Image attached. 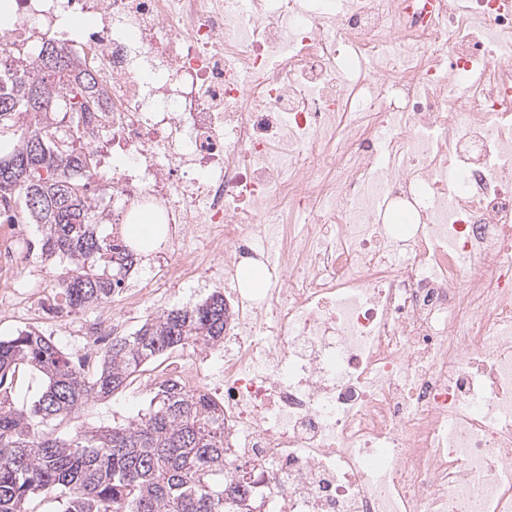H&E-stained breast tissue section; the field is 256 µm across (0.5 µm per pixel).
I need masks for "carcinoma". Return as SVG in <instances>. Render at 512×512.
<instances>
[{"label":"carcinoma","instance_id":"cac0c4a2","mask_svg":"<svg viewBox=\"0 0 512 512\" xmlns=\"http://www.w3.org/2000/svg\"><path fill=\"white\" fill-rule=\"evenodd\" d=\"M72 65L48 41L27 72L9 78L0 61V210L39 225L42 261L64 262L56 314L107 304L138 261L134 248L105 232L108 218L88 223L104 157L62 127L66 117L97 111L99 98L68 85ZM229 317L220 293L166 310L130 336L112 337L94 369L36 329L0 339V389L21 365L44 380L22 408L0 397V512H31L36 497L56 502L55 512H243L251 473L226 466L224 402L181 380L161 381L149 411L123 424L68 436L42 429L126 388L175 349L224 342Z\"/></svg>","mask_w":512,"mask_h":512}]
</instances>
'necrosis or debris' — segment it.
<instances>
[{
  "mask_svg": "<svg viewBox=\"0 0 512 512\" xmlns=\"http://www.w3.org/2000/svg\"><path fill=\"white\" fill-rule=\"evenodd\" d=\"M17 5L107 87L82 128L113 223L153 205L169 277L206 254L224 281V446L256 512H512V9ZM241 269L242 288H251L254 292H261L267 280V269L248 260L242 263Z\"/></svg>",
  "mask_w": 512,
  "mask_h": 512,
  "instance_id": "4bbe7bcc",
  "label": "necrosis or debris"
}]
</instances>
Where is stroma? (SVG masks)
<instances>
[{
    "label": "stroma",
    "mask_w": 512,
    "mask_h": 512,
    "mask_svg": "<svg viewBox=\"0 0 512 512\" xmlns=\"http://www.w3.org/2000/svg\"><path fill=\"white\" fill-rule=\"evenodd\" d=\"M17 231L16 225L0 223V251L10 245L16 249L8 270L14 288L8 299H0V338L13 336L27 328H37L51 335L62 350L76 359L97 358L110 344V337L96 338L91 334L102 310L119 315L123 333L129 334L165 310L192 307L224 288L221 280L194 274L186 275L180 282L168 280L161 260L162 253L171 249L170 242L166 241L154 252L142 256L128 274L129 280L139 281L142 288L136 303H129L118 294L106 308L95 307L69 316L58 315L51 311L56 294L55 267L36 260L26 248L27 243L37 242V227L26 225L25 240L21 243L14 240ZM185 368L181 351H172L147 365L126 390L88 404L77 417L57 426L56 431L66 434L81 428L108 426L134 419L148 409L154 379L165 375L177 376Z\"/></svg>",
    "instance_id": "35a3bbf8"
}]
</instances>
